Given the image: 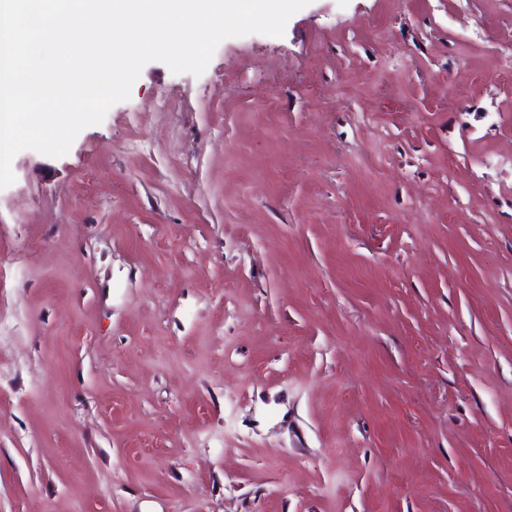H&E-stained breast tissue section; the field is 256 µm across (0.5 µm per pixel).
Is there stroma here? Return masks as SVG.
<instances>
[{
    "mask_svg": "<svg viewBox=\"0 0 512 512\" xmlns=\"http://www.w3.org/2000/svg\"><path fill=\"white\" fill-rule=\"evenodd\" d=\"M511 50L311 0L20 152L0 512H512Z\"/></svg>",
    "mask_w": 512,
    "mask_h": 512,
    "instance_id": "35a3bbf8",
    "label": "stroma"
}]
</instances>
